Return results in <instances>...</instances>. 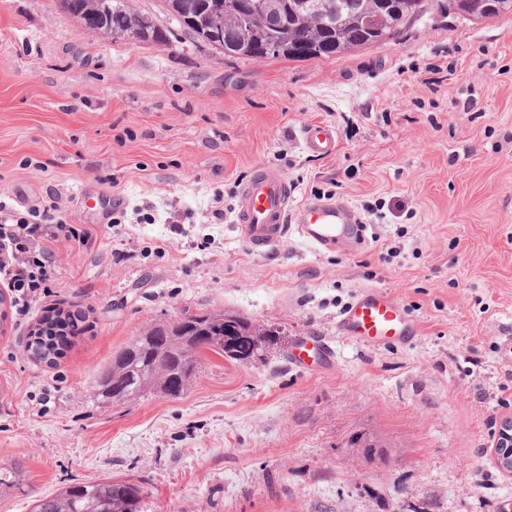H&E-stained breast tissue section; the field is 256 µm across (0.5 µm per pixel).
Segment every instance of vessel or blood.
Returning a JSON list of instances; mask_svg holds the SVG:
<instances>
[{
  "label": "vessel or blood",
  "mask_w": 512,
  "mask_h": 512,
  "mask_svg": "<svg viewBox=\"0 0 512 512\" xmlns=\"http://www.w3.org/2000/svg\"><path fill=\"white\" fill-rule=\"evenodd\" d=\"M305 149L318 156H328L336 149L335 128L325 122L306 125L300 130ZM294 190L275 167L267 166L243 182L235 224L249 250L264 253L278 245L288 234H297L319 250L356 251L367 243L366 226L349 202L343 199L304 198L292 202ZM296 227H289V219ZM345 339L373 346L383 342L411 340L417 325L401 303L384 290H363L337 323Z\"/></svg>",
  "instance_id": "obj_1"
}]
</instances>
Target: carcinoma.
Segmentation results:
<instances>
[{"mask_svg": "<svg viewBox=\"0 0 512 512\" xmlns=\"http://www.w3.org/2000/svg\"><path fill=\"white\" fill-rule=\"evenodd\" d=\"M69 18L86 25L94 19L95 33L114 42L122 32L149 29L155 32L153 43L169 45L200 41L196 27L183 25L178 14L195 9V0H160L166 17L176 27H168L152 13L134 8L132 0H70ZM250 13L244 23L240 11L224 12V56L234 59H263L261 47L270 43L299 41L323 42L357 38L355 21L362 14L377 10V0H309L308 11L294 13L292 0H239ZM426 0H407L404 18L383 25L390 33L388 41L400 38L404 28L425 9ZM66 319L53 316L38 324L43 340L31 350V357L52 364L64 351ZM275 334L253 322L234 315L207 313L200 321L189 315L177 322L152 323L123 346L112 358L96 384V400L110 406L139 399L154 390L170 396L183 394L191 385L203 353L212 352L235 363L266 360ZM23 468L0 467V497L20 487ZM142 486L105 478L93 483L76 482L59 493L39 496L30 512H142Z\"/></svg>", "mask_w": 512, "mask_h": 512, "instance_id": "cac0c4a2", "label": "carcinoma"}]
</instances>
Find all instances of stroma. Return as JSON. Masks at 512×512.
I'll list each match as a JSON object with an SVG mask.
<instances>
[{"instance_id": "35a3bbf8", "label": "stroma", "mask_w": 512, "mask_h": 512, "mask_svg": "<svg viewBox=\"0 0 512 512\" xmlns=\"http://www.w3.org/2000/svg\"><path fill=\"white\" fill-rule=\"evenodd\" d=\"M321 121L338 132L330 157L299 139ZM266 164L296 197L349 201L367 246L292 232L252 253L233 213ZM1 201L56 205L91 237L54 245L57 281L0 325V467L24 471L0 512L103 477L143 486L144 512H493L512 498L491 457L512 417V13L471 22L429 0L395 42L242 61L107 41L54 0H0ZM369 288L402 302L410 343L337 334ZM51 307L89 318L49 365L27 343ZM213 311L281 343L251 364L203 355L176 398L96 403L140 330ZM301 339L328 342L333 364L299 367Z\"/></svg>"}]
</instances>
